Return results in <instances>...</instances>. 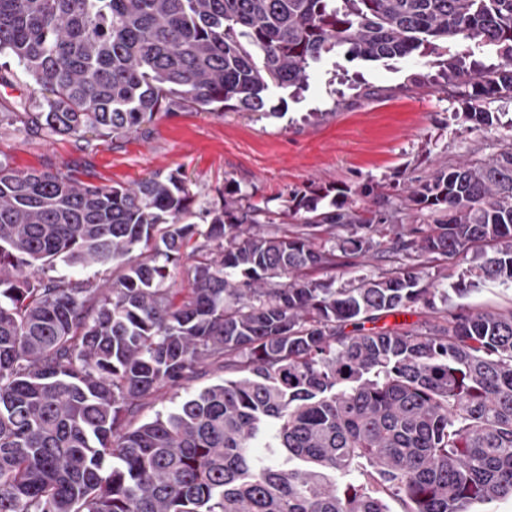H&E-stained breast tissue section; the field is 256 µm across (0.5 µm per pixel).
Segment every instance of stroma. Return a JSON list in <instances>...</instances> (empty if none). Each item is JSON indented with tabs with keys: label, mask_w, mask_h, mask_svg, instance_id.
<instances>
[{
	"label": "stroma",
	"mask_w": 512,
	"mask_h": 512,
	"mask_svg": "<svg viewBox=\"0 0 512 512\" xmlns=\"http://www.w3.org/2000/svg\"><path fill=\"white\" fill-rule=\"evenodd\" d=\"M423 74L425 85L414 84ZM438 56L398 60L348 59L343 50L313 66L304 89L271 87L267 114L227 109L160 113L133 135L92 143L0 122V162L18 171L62 172L86 183L129 185L179 169L195 195V209L217 200L233 181L251 202L281 211L296 192L348 188L357 207L374 208L365 187H381L382 211L405 224L433 215L407 209L410 188L439 167L487 160L512 145V96L485 102L496 121L473 129L464 114L469 87H442ZM206 368L179 389L144 400L137 422L164 414L188 395L220 382Z\"/></svg>",
	"instance_id": "1"
}]
</instances>
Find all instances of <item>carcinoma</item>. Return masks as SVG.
I'll return each mask as SVG.
<instances>
[{
	"label": "carcinoma",
	"instance_id": "obj_1",
	"mask_svg": "<svg viewBox=\"0 0 512 512\" xmlns=\"http://www.w3.org/2000/svg\"><path fill=\"white\" fill-rule=\"evenodd\" d=\"M474 43L503 63L453 54ZM336 49L437 54L446 85L512 94V0H0V71L30 122L83 140L160 112H265ZM193 208L186 175L85 184L0 162V512H473L512 496V308L365 328L512 285V147L435 170L388 224L344 190L294 193L277 224L240 188ZM268 224L275 225L271 231ZM351 236L336 246V230ZM389 238L394 263L315 279ZM195 259L176 284L185 250ZM112 268L103 288L55 261ZM465 263L458 279L431 261ZM211 366L235 374L133 424ZM11 70L13 75L10 77V82L2 86L0 85V111L2 110L1 106L6 103L14 112H18L16 106L22 102L27 104L26 112H36V103L31 92V81L13 64L11 65ZM17 109L20 112H24L18 106Z\"/></svg>",
	"mask_w": 512,
	"mask_h": 512
}]
</instances>
